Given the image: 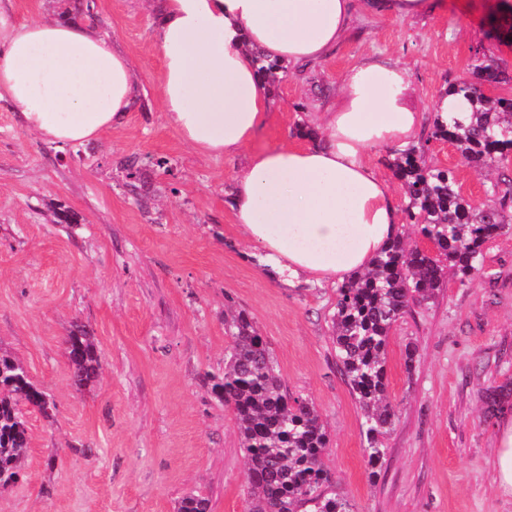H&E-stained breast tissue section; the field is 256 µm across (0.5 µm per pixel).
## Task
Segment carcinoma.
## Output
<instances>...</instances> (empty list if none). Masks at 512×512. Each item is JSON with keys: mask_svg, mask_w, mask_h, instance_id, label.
Segmentation results:
<instances>
[{"mask_svg": "<svg viewBox=\"0 0 512 512\" xmlns=\"http://www.w3.org/2000/svg\"><path fill=\"white\" fill-rule=\"evenodd\" d=\"M258 72L267 82L288 74L282 64L256 57ZM500 83L505 71L490 60L448 89L472 106L462 119L446 124L433 121L430 138L444 140L468 162L483 168L512 156V97L485 94L473 81ZM425 146L396 151L388 162L404 188V214L418 236L437 249L434 256L410 247L400 236L357 275L336 289L331 318L336 366L349 385L362 415L369 465L379 466L386 454L384 438L396 421L385 403L386 347L393 326L405 314L436 296L447 273L464 282L478 271L483 245L509 223L496 203L503 174L487 190L489 203L473 206L456 190L453 173L425 164ZM123 185L136 200L145 187L138 160L120 162ZM224 333L231 344L224 373L210 377L213 394L235 417L241 448L249 465L250 512H299L307 503L312 512H348L345 500L320 492L326 480L324 456L328 439L319 415L308 399L284 388L268 343L244 310L224 315ZM73 384L87 387L97 378V346L85 326L76 324L65 341ZM51 395L34 384L24 364L0 352V487L16 483L29 452L28 413L53 417ZM209 501L189 494L177 512H208Z\"/></svg>", "mask_w": 512, "mask_h": 512, "instance_id": "cac0c4a2", "label": "carcinoma"}]
</instances>
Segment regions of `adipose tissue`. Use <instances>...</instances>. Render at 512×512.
Here are the masks:
<instances>
[{
	"instance_id": "obj_1",
	"label": "adipose tissue",
	"mask_w": 512,
	"mask_h": 512,
	"mask_svg": "<svg viewBox=\"0 0 512 512\" xmlns=\"http://www.w3.org/2000/svg\"><path fill=\"white\" fill-rule=\"evenodd\" d=\"M445 0H162L154 33L160 104L193 149L235 155L266 123L270 100L255 54L301 65L327 57L356 7L412 18ZM0 99L26 130L57 147L95 139L131 109L135 72L89 23L0 17ZM405 66L368 59L342 77L324 113L323 140L251 153L231 210L258 261L284 283L342 281L369 268L393 238L400 204L371 166V151L401 147L425 114Z\"/></svg>"
}]
</instances>
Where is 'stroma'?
Segmentation results:
<instances>
[{
    "mask_svg": "<svg viewBox=\"0 0 512 512\" xmlns=\"http://www.w3.org/2000/svg\"><path fill=\"white\" fill-rule=\"evenodd\" d=\"M89 0H0L13 21L58 17ZM99 29L134 62L127 121L80 149L61 151L25 130L0 100V352L26 366L55 399L47 420L28 416L30 452L19 481L0 490V512H177L193 492L209 512H245L248 465L230 409L209 379L224 370V313L245 309L265 336L292 395L310 399L329 438L324 494L351 512H512L495 480L497 427L512 398L487 412L489 388H512V223L483 246L479 276H448L432 302L393 327L387 391L398 419L381 468L368 465L358 405L336 367V287L286 286L264 275L258 250L235 224L229 191L239 156L193 151L160 107L161 61L149 0H90ZM447 10L403 19L356 9L328 58L289 67L270 91L256 148L297 146L300 125L338 100L343 74L365 57L410 72L422 108L475 65L495 59L512 96V45L487 37L491 0H447ZM428 164L454 170L472 205L500 169L475 167L444 141ZM135 155L155 188L142 209L117 164ZM167 158L168 169L156 167ZM87 327L100 357L97 381L76 388L65 340ZM414 347V371L405 351Z\"/></svg>",
    "mask_w": 512,
    "mask_h": 512,
    "instance_id": "1",
    "label": "stroma"
}]
</instances>
